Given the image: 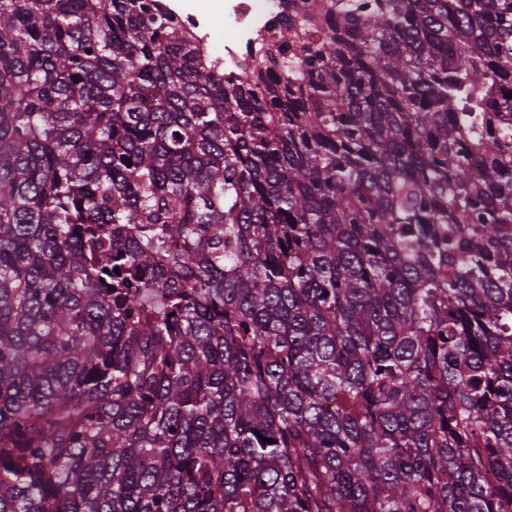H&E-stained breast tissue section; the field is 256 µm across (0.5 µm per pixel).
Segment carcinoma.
<instances>
[{
    "instance_id": "1",
    "label": "carcinoma",
    "mask_w": 512,
    "mask_h": 512,
    "mask_svg": "<svg viewBox=\"0 0 512 512\" xmlns=\"http://www.w3.org/2000/svg\"><path fill=\"white\" fill-rule=\"evenodd\" d=\"M290 6L0 0V512H512V0ZM282 0H168L167 7L201 40L213 64L224 66V77L239 75L247 61L249 47L268 31L286 22ZM184 2V4H183ZM172 5V6H171ZM186 7H185V6ZM219 12L224 24L209 22L212 40L224 45L216 49L198 16L212 19Z\"/></svg>"
}]
</instances>
